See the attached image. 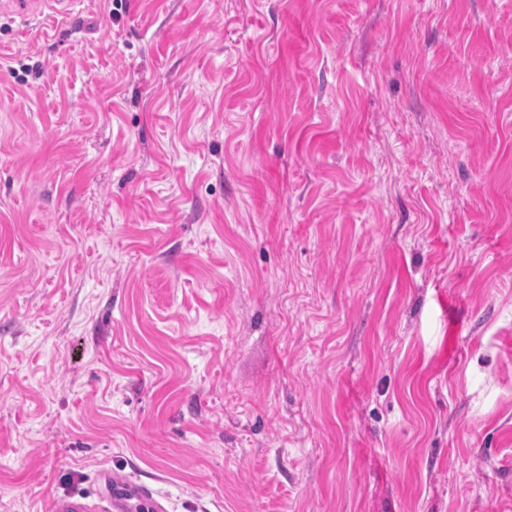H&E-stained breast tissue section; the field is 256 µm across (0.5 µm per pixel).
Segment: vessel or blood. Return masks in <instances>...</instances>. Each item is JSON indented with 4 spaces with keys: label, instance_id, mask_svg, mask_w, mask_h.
Wrapping results in <instances>:
<instances>
[{
    "label": "vessel or blood",
    "instance_id": "1",
    "mask_svg": "<svg viewBox=\"0 0 512 512\" xmlns=\"http://www.w3.org/2000/svg\"><path fill=\"white\" fill-rule=\"evenodd\" d=\"M108 494L101 510H94L80 495L54 498L51 512H131L139 507L141 512H166L160 495L140 482L108 476L104 479Z\"/></svg>",
    "mask_w": 512,
    "mask_h": 512
}]
</instances>
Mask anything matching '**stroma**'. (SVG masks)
Instances as JSON below:
<instances>
[{"mask_svg": "<svg viewBox=\"0 0 512 512\" xmlns=\"http://www.w3.org/2000/svg\"><path fill=\"white\" fill-rule=\"evenodd\" d=\"M512 512V0L0 13V512ZM104 483L108 494L104 497L106 506L93 507L80 495L56 497L51 502L52 512H130L133 502L139 510L146 512H165L167 509L161 496L152 488L140 482L121 479L104 473Z\"/></svg>", "mask_w": 512, "mask_h": 512, "instance_id": "stroma-1", "label": "stroma"}]
</instances>
